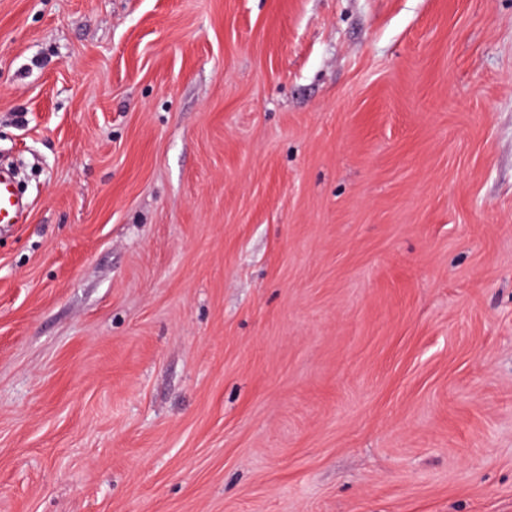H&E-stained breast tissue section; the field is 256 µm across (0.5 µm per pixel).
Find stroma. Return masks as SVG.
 Returning <instances> with one entry per match:
<instances>
[{
	"instance_id": "obj_1",
	"label": "stroma",
	"mask_w": 512,
	"mask_h": 512,
	"mask_svg": "<svg viewBox=\"0 0 512 512\" xmlns=\"http://www.w3.org/2000/svg\"><path fill=\"white\" fill-rule=\"evenodd\" d=\"M0 512H512V0H0ZM21 216L20 201L10 177L0 176V224H17Z\"/></svg>"
}]
</instances>
